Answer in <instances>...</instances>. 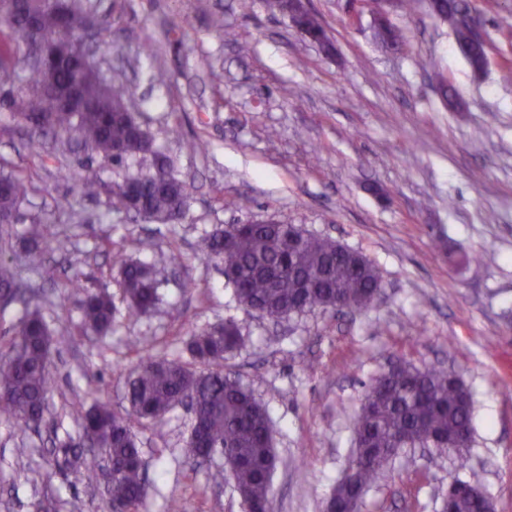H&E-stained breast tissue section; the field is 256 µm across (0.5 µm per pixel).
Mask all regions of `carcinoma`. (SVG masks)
I'll return each instance as SVG.
<instances>
[{"instance_id":"obj_1","label":"carcinoma","mask_w":512,"mask_h":512,"mask_svg":"<svg viewBox=\"0 0 512 512\" xmlns=\"http://www.w3.org/2000/svg\"><path fill=\"white\" fill-rule=\"evenodd\" d=\"M39 16L42 39L37 49L44 56L59 53L53 67H34L16 74L19 44L26 39V16L9 15L7 0H0V23L9 34L0 38V80L13 91L0 98V108L17 115L28 130L25 149L33 156L47 152L46 136L74 135L102 160L122 164L128 158L150 154L154 170L129 175L113 190V207H127V186L133 185L143 201L144 220L175 223L189 206L185 184L173 172L171 160L155 147L149 132L128 111L134 90L120 84L100 93L84 75L76 54L86 31L81 19L92 13L83 0H27ZM440 19L456 27L464 0H438ZM292 22L315 39L327 37L319 16L306 13ZM456 41L472 71H483L486 52L479 44ZM389 46L401 42L400 29L389 24L376 33ZM83 84L87 106L78 111L65 106L49 89L67 90ZM69 178L88 196L98 194L99 182L84 167L68 170ZM0 215L8 220L7 235L16 224L25 228L26 267L33 273L45 269L41 225L23 209L32 191L20 171L0 173ZM206 260L220 265L236 300L266 318L288 319L315 309L343 303L359 310L376 301L380 276L362 254L336 241L319 237L299 224H239L229 231L215 229L202 240ZM120 286L131 316L151 311L159 301L155 265L138 260L121 262ZM22 305L8 340V352L0 357V418L11 419L21 431L40 427L47 411L50 389L47 363L54 343L53 331L32 296L18 285L6 267H0V294ZM77 330L106 336L112 333L115 307L105 290L85 289L79 300ZM244 343L237 324L228 320L194 330L186 343L190 360L148 356L126 380L125 413L100 399L78 418L79 433L93 430L112 462V505L138 512L145 497V471L133 431L134 424L159 419L190 397L196 416L191 424L188 453L193 462L211 448L224 449L234 464V483L254 507L271 500L272 475L278 458L272 422L265 406L238 377L224 370V361ZM473 397L458 377L446 369H418L401 363L395 370L377 375L367 387L354 417L356 467L336 480L326 508L364 497L366 490L394 461L396 448H436L463 453L472 443ZM59 452L64 466L76 472L88 467V458L68 443ZM485 492L479 488L452 501L453 512H481Z\"/></svg>"}]
</instances>
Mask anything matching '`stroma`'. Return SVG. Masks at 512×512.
<instances>
[{"instance_id":"stroma-1","label":"stroma","mask_w":512,"mask_h":512,"mask_svg":"<svg viewBox=\"0 0 512 512\" xmlns=\"http://www.w3.org/2000/svg\"><path fill=\"white\" fill-rule=\"evenodd\" d=\"M92 2L112 21L97 50L102 68L136 86V115L173 159L190 211L183 223L162 224L114 210L113 185L151 170L152 156L116 167L64 141L32 157L20 146L23 125L0 110V165L30 175L37 191L28 209L47 239L72 242L67 256L48 253L46 274L22 275L42 292L56 342L40 431L0 418V512H34L47 497L59 512H105L101 469L65 470L57 442L76 432V412L94 399L125 409V380L139 361L129 338H153V355L177 357L191 330L227 319L245 338L227 366L272 421L273 512H323L352 454L365 387L400 362L442 366L464 381L473 443L461 458L404 449L367 490L362 512H440L456 477L478 485L494 512H512V37L497 28L512 0H467L487 39L480 78L426 0L391 10L403 41L389 48L375 40L369 8L307 0L332 41L328 53L267 0ZM217 11L236 40L208 28ZM146 39L155 57L141 55ZM160 68L170 74L163 85L150 80ZM440 77L462 111L441 96ZM286 86L293 98L282 95ZM197 139L206 152L188 149ZM73 166L96 174L97 196L64 179ZM249 220L299 224L361 253L380 273L379 300L362 312L318 309L278 323L247 311L201 240ZM129 237L139 250L126 251ZM125 253L158 270L162 302L137 317L117 283ZM77 283L115 297L107 338L69 333ZM189 432L180 407L135 426L145 512L173 502L179 512H241L221 460H188Z\"/></svg>"}]
</instances>
